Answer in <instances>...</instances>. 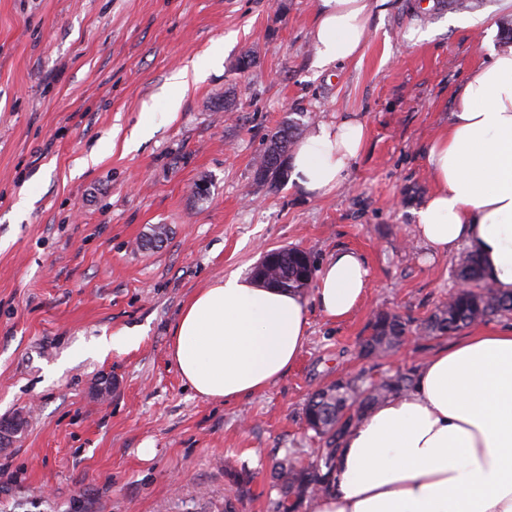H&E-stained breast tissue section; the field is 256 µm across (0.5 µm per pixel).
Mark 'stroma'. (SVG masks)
Returning a JSON list of instances; mask_svg holds the SVG:
<instances>
[{
	"mask_svg": "<svg viewBox=\"0 0 512 512\" xmlns=\"http://www.w3.org/2000/svg\"><path fill=\"white\" fill-rule=\"evenodd\" d=\"M316 2L0 0V420H26L0 449V512H270L274 457L319 445L302 419L311 393L449 344L408 342L377 364L358 349L376 314L422 322L455 287L458 256L414 233L425 151L471 70L506 46L512 12L473 0L491 19L473 29L453 0H383L360 56L319 68ZM186 66L204 78L174 112ZM344 112L368 138L340 191L257 179L275 128ZM280 247L318 265L358 253L362 303L336 322L311 309L299 359L264 392L203 399L170 358L179 310ZM122 329L139 344L98 353Z\"/></svg>",
	"mask_w": 512,
	"mask_h": 512,
	"instance_id": "35a3bbf8",
	"label": "stroma"
}]
</instances>
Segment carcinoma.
I'll return each mask as SVG.
<instances>
[{"instance_id":"cac0c4a2","label":"carcinoma","mask_w":512,"mask_h":512,"mask_svg":"<svg viewBox=\"0 0 512 512\" xmlns=\"http://www.w3.org/2000/svg\"><path fill=\"white\" fill-rule=\"evenodd\" d=\"M303 127L302 123L290 121L269 135L257 163V173H266L265 179L270 181V186L275 188L288 177L283 158ZM262 265L268 270L266 283L301 294L310 288L315 275L311 256L295 247L274 250ZM457 278L465 287L451 292L448 301L417 325L396 313L377 314L370 336L362 342V346L369 347L368 355L375 359L384 357L397 347L395 337L410 330L417 332L423 340H431L457 333L491 316L512 314V295L504 296L484 283L476 255L469 253L463 258ZM416 375L417 368L411 367L394 375L365 380L338 378L314 391L305 404L304 421L307 429L319 439L321 447L314 449V455L306 463L288 448L275 458L272 489L277 498L271 502L272 512H298L304 500L333 489L338 452L348 431L376 405L410 391Z\"/></svg>"}]
</instances>
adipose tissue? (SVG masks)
Masks as SVG:
<instances>
[{
    "mask_svg": "<svg viewBox=\"0 0 512 512\" xmlns=\"http://www.w3.org/2000/svg\"><path fill=\"white\" fill-rule=\"evenodd\" d=\"M375 7L317 0V67L360 55ZM366 140L360 120L316 123L292 149L291 181L310 194L338 191ZM426 164L433 188L415 212L417 237L434 256L467 248L485 281L512 294V46L470 72ZM369 283L350 251L330 256L310 300L229 275L182 307L170 357L200 397L262 393L303 350L310 306L345 319ZM309 512H512V325L435 351L409 393L363 417L345 437L334 489Z\"/></svg>",
    "mask_w": 512,
    "mask_h": 512,
    "instance_id": "ef3b65f1",
    "label": "adipose tissue"
}]
</instances>
